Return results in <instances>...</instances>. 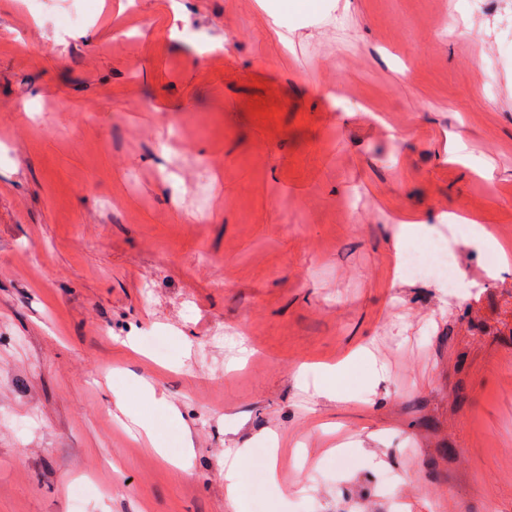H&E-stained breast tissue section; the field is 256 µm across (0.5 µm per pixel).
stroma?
<instances>
[{"mask_svg": "<svg viewBox=\"0 0 512 512\" xmlns=\"http://www.w3.org/2000/svg\"><path fill=\"white\" fill-rule=\"evenodd\" d=\"M273 2L0 0V512H232L275 431L245 512H512V265L394 274L402 221L512 255V0ZM124 414L128 416L131 423L135 426L137 432L140 434H144L148 438L149 443L152 446L151 448L148 449L153 451L171 467L176 469L184 468L183 462L181 460L170 458L167 455L166 449L162 448L159 442L155 439L153 420L150 416L141 412H131L129 410H125ZM249 462V448H228L224 461V492L234 505V512H242L245 503L243 473Z\"/></svg>", "mask_w": 512, "mask_h": 512, "instance_id": "35a3bbf8", "label": "stroma"}]
</instances>
